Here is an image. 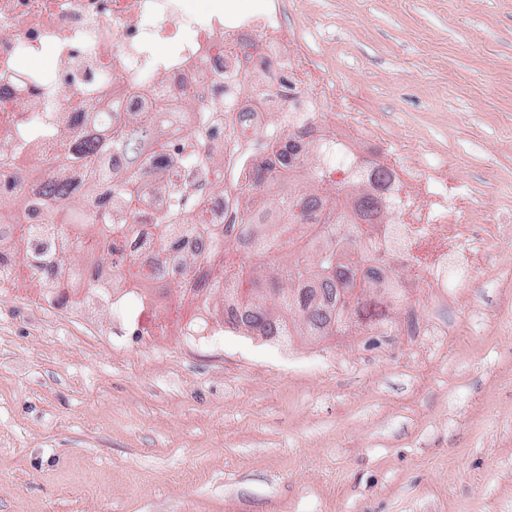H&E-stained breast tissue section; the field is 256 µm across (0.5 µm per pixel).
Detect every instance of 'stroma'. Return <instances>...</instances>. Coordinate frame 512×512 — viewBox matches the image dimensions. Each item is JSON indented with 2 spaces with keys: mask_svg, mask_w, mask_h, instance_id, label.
<instances>
[{
  "mask_svg": "<svg viewBox=\"0 0 512 512\" xmlns=\"http://www.w3.org/2000/svg\"><path fill=\"white\" fill-rule=\"evenodd\" d=\"M328 71L473 207L512 214V0H283ZM381 329L159 342L0 296V512H512V238Z\"/></svg>",
  "mask_w": 512,
  "mask_h": 512,
  "instance_id": "35a3bbf8",
  "label": "stroma"
}]
</instances>
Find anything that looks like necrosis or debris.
Masks as SVG:
<instances>
[{"label": "necrosis or debris", "instance_id": "1", "mask_svg": "<svg viewBox=\"0 0 512 512\" xmlns=\"http://www.w3.org/2000/svg\"><path fill=\"white\" fill-rule=\"evenodd\" d=\"M289 38L279 0H268L257 13L219 7L201 14L189 13L185 0H0V138L17 139L28 118L43 112L46 99L54 97L60 101L61 123L92 103L97 111L121 112L149 126L164 143L200 132L207 158L228 157L236 144L251 147L255 163L276 170L284 160L266 152L270 136L301 137L311 150L340 144L344 154L330 167L331 180L362 182L381 209L397 217L368 227L366 265L376 273L374 288L390 292L421 281L447 287L449 266L468 272L463 257L477 252L480 242L467 225L474 213L457 180L447 167L433 169L431 176L443 190L418 206L411 193L423 179L418 167L410 161L397 164L370 120L349 112L344 92L311 61L289 60ZM160 44L170 47V55L157 52ZM48 49L55 56L54 78L21 66L22 58ZM188 100L208 108L205 122L184 112ZM55 152L51 138L32 137L16 162L0 168V198L24 202L14 215L0 212V235L15 224L31 227L23 242L28 269L19 267L13 253L0 250V294L14 293L27 278L32 305L51 303L89 314L100 304L117 305L137 293L151 313L152 335L187 336L206 329L211 309L196 307L180 320L174 307L151 292V285L179 279L171 264H154L147 280L138 273L155 252L160 229L151 216L166 207V198L140 199L133 230L109 234L107 269L62 262L68 243L58 226L47 223L41 194L44 162ZM374 152L384 176L365 164ZM238 197L231 184L212 195L205 225L185 238L184 250L203 255L193 275L182 281L185 292L206 279V255L226 244L209 233V225L239 223Z\"/></svg>", "mask_w": 512, "mask_h": 512}]
</instances>
